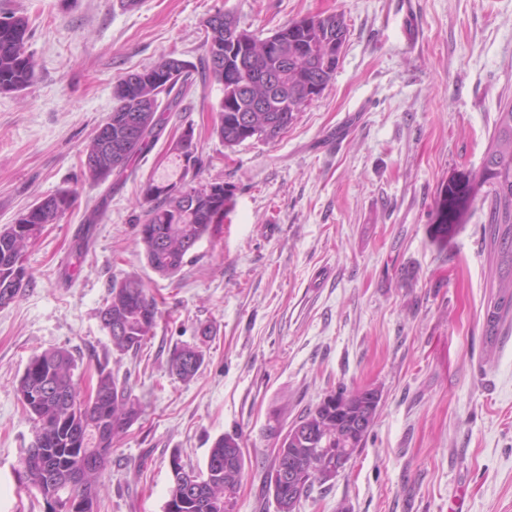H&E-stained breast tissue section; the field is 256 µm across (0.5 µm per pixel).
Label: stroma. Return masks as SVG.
I'll use <instances>...</instances> for the list:
<instances>
[{
    "label": "stroma",
    "mask_w": 512,
    "mask_h": 512,
    "mask_svg": "<svg viewBox=\"0 0 512 512\" xmlns=\"http://www.w3.org/2000/svg\"><path fill=\"white\" fill-rule=\"evenodd\" d=\"M219 10L262 38L343 14L332 80L287 133L233 147L212 132L221 85L196 86L122 184L87 182L80 152L118 76L163 54L199 63ZM1 11L29 17L37 66L30 87L0 92V227L58 191L78 201L26 249L31 282L0 307V512H47L16 475L32 436L16 386L55 348L75 357L80 394L102 364L143 411L113 441L100 512H164L172 453L204 466L223 434L245 459L236 512H277L265 475L280 431L341 385L379 389L378 412L350 467L300 512H512V331L488 348L481 198L438 222L449 186L479 178L512 102V0H0ZM189 127L199 181L233 196L219 230L164 278L138 243L144 189ZM129 275L158 316L121 355L100 312ZM182 344L204 354L187 382L169 372Z\"/></svg>",
    "instance_id": "obj_1"
}]
</instances>
